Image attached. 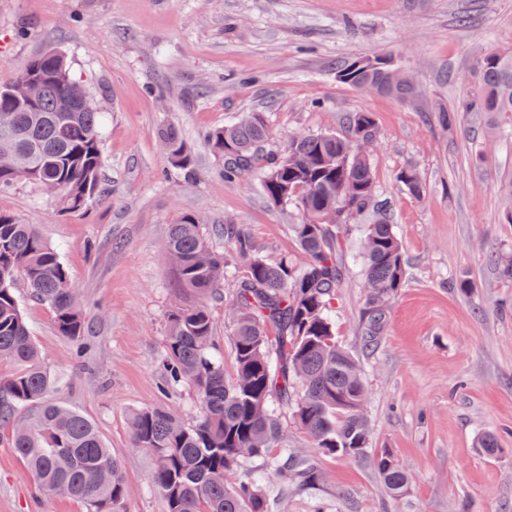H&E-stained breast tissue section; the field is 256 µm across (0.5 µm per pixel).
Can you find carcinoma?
<instances>
[{
	"label": "carcinoma",
	"instance_id": "obj_1",
	"mask_svg": "<svg viewBox=\"0 0 512 512\" xmlns=\"http://www.w3.org/2000/svg\"><path fill=\"white\" fill-rule=\"evenodd\" d=\"M391 70L384 61L357 57L338 66L336 78L353 88L368 85L378 94L413 98L410 81L391 78ZM476 76L474 93L450 110H439L443 126L453 128L458 115L467 112L497 120L512 117V50H488L477 63ZM28 77L44 85L34 105L17 88ZM76 83L71 61L57 50L42 53L24 71L0 82V112H8L11 121L8 130L0 128V190L32 180L52 187L70 212L101 195L100 112L90 98L71 96ZM343 124L342 135H290L282 150L268 148L271 132L260 112L209 135L211 150L224 158V176L256 172L272 205L300 213L292 232L306 263L298 268L286 257L268 261L238 224L213 230L241 269L229 306L235 383H224V366L210 354L214 325L209 308L177 307L168 316L164 367L170 383L187 380L197 386L200 420L185 427L160 408H141L130 415L134 446L148 448L156 457L152 484L165 512H271L263 487L240 471L242 448L266 462L269 479L299 487L315 482L311 456L286 448L267 457L282 436L275 406L288 403L298 381L304 392L295 402L294 418L314 448L355 459L366 454L370 429L363 414L364 384L354 357L337 343L333 326L336 288L345 276L336 261V237L369 219L361 252L368 288V346L382 333L387 304L405 282L406 263L392 213L376 194L366 152L377 137L375 120L369 112H353ZM161 140L170 161L191 176L194 160L181 132L167 126ZM396 180L413 196L425 192L412 165L400 168ZM330 214L336 215V223L319 221ZM167 255L181 288L206 295L224 280L226 260L212 251L193 214L169 225ZM19 276L51 308L60 335L78 341L85 333L76 291L58 251L35 225L0 213V360L21 367L0 384V429L8 428V447L33 474L37 491L54 486L58 496L83 503L87 512H124L121 466L96 425L48 399L56 378L41 363L16 296ZM23 407L34 408L33 417L16 419ZM374 467L389 494L406 490L409 476L391 455H378Z\"/></svg>",
	"mask_w": 512,
	"mask_h": 512
}]
</instances>
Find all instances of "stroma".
<instances>
[{
	"label": "stroma",
	"instance_id": "1",
	"mask_svg": "<svg viewBox=\"0 0 512 512\" xmlns=\"http://www.w3.org/2000/svg\"><path fill=\"white\" fill-rule=\"evenodd\" d=\"M493 46L512 48V0H0V80L62 51L104 116L108 199L67 213L56 195L21 180L0 192V212L36 225L69 269L86 319L84 356L24 279L16 295L44 366L64 380L53 400L93 421L118 459L126 512H165L151 484L154 456L134 447L129 413L157 407L188 427L200 416L193 383L166 385L173 307L211 309L212 354L225 383L236 375L226 311L235 280L225 278L216 297L179 288L166 260L169 225L185 212L208 231L238 224L268 259L306 261L290 229L298 213L271 205L257 177L225 179L208 145L210 132L250 112L264 114L278 145L295 133L342 132L345 114L372 113L378 136L369 159L407 259L384 332L365 346L364 227L339 236L346 276L335 333L364 372L368 454H314L292 406H280L283 435L271 455L314 454L319 479L285 495L264 481L273 512H512V279L501 273L512 262V223L498 191L512 177V139L489 141L478 112L448 133L436 120L438 108L473 91L476 65ZM376 54L412 77L413 100L338 81L342 61ZM169 125L194 157L192 178L163 149ZM410 163L423 196L396 180ZM488 435L497 441L492 455L480 446ZM383 452L410 477L401 497L386 493L373 467ZM0 512L86 508L37 496L1 438Z\"/></svg>",
	"mask_w": 512,
	"mask_h": 512
}]
</instances>
